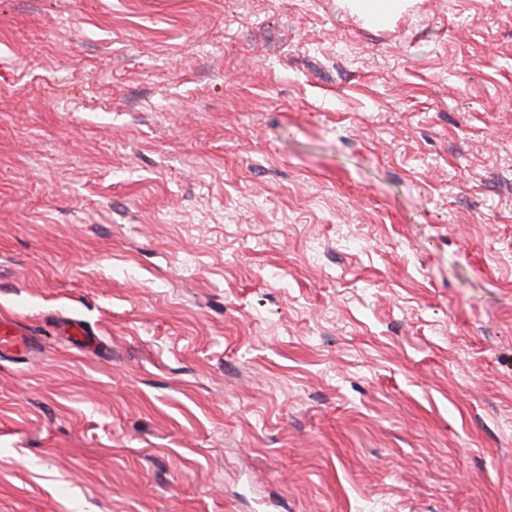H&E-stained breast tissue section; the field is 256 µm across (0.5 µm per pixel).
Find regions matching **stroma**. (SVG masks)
<instances>
[{
	"mask_svg": "<svg viewBox=\"0 0 512 512\" xmlns=\"http://www.w3.org/2000/svg\"><path fill=\"white\" fill-rule=\"evenodd\" d=\"M1 314L0 512H512V0H0ZM404 0H351L354 8L366 19L384 23L403 6ZM43 345L38 335L11 317L0 316V358H17L34 363L42 358ZM57 330L59 336H66L73 346L86 352L95 351L98 346L97 339L77 320L60 322L57 324Z\"/></svg>",
	"mask_w": 512,
	"mask_h": 512,
	"instance_id": "1",
	"label": "stroma"
}]
</instances>
